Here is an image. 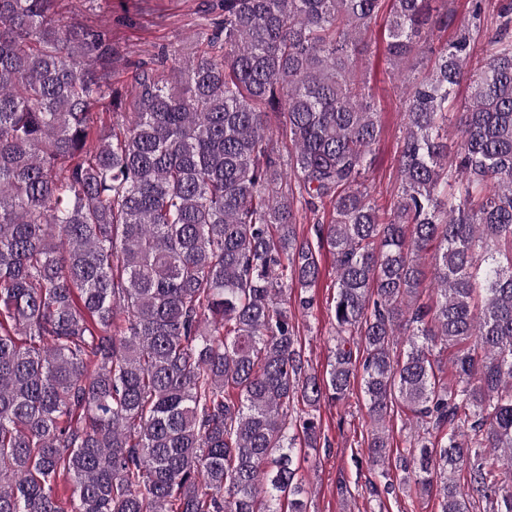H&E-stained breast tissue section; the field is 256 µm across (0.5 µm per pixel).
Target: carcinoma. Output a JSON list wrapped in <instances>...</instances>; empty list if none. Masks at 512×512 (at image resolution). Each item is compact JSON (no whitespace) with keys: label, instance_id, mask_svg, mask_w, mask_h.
Masks as SVG:
<instances>
[{"label":"carcinoma","instance_id":"carcinoma-1","mask_svg":"<svg viewBox=\"0 0 512 512\" xmlns=\"http://www.w3.org/2000/svg\"><path fill=\"white\" fill-rule=\"evenodd\" d=\"M382 2L224 0L184 61L138 63L130 99L108 30L0 0V512H307L297 445L358 378L385 489L512 512V0L492 31L472 0L436 50L448 12L390 0V64L431 74L402 90L387 208L365 185L381 124L357 71ZM324 245L321 378L288 292L312 312ZM396 401L420 432L390 469ZM319 262L321 275L311 294L315 305L311 315L304 317L296 309L300 326L301 351L305 369L308 372L324 376L333 361L335 348V329L332 324L331 307L336 296V271L334 257L325 245L320 250Z\"/></svg>","mask_w":512,"mask_h":512}]
</instances>
